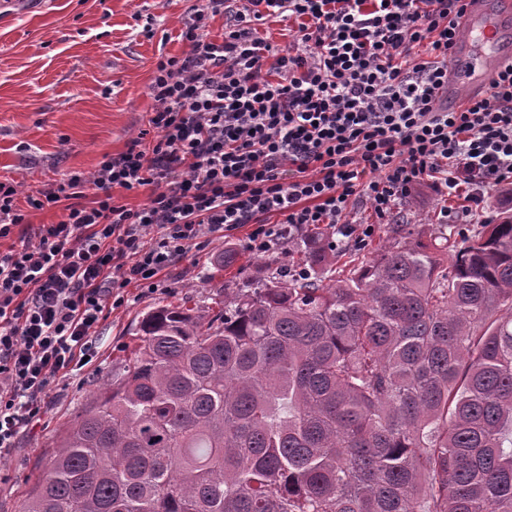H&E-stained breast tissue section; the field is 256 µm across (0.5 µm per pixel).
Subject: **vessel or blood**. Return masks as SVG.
<instances>
[{
    "mask_svg": "<svg viewBox=\"0 0 512 512\" xmlns=\"http://www.w3.org/2000/svg\"><path fill=\"white\" fill-rule=\"evenodd\" d=\"M460 37L452 47L455 59L448 86L438 97L442 106L456 107L461 97L486 96L490 84L512 62V0H466Z\"/></svg>",
    "mask_w": 512,
    "mask_h": 512,
    "instance_id": "1",
    "label": "vessel or blood"
}]
</instances>
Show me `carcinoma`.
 Here are the masks:
<instances>
[{
  "mask_svg": "<svg viewBox=\"0 0 512 512\" xmlns=\"http://www.w3.org/2000/svg\"><path fill=\"white\" fill-rule=\"evenodd\" d=\"M159 305L24 512H512V214Z\"/></svg>",
  "mask_w": 512,
  "mask_h": 512,
  "instance_id": "cac0c4a2",
  "label": "carcinoma"
}]
</instances>
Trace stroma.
<instances>
[{
	"label": "stroma",
	"instance_id": "1",
	"mask_svg": "<svg viewBox=\"0 0 512 512\" xmlns=\"http://www.w3.org/2000/svg\"><path fill=\"white\" fill-rule=\"evenodd\" d=\"M197 0H26L16 13L0 12V179L22 193L60 183L71 173H93L104 155L125 151L147 126L149 85L159 55L183 56L179 34ZM464 197L447 198L422 183L396 208L408 232L472 234L473 225L445 220L462 211ZM250 226L203 238L165 271L163 290H126V302L107 311L93 332L99 354L77 377L53 384L40 423L27 428L15 451L0 460V512H20L45 469L60 431L90 393L124 366L141 315L191 296L223 298L260 270L297 268L287 239L269 251L250 249ZM237 252L224 271L215 265L225 247Z\"/></svg>",
	"mask_w": 512,
	"mask_h": 512
}]
</instances>
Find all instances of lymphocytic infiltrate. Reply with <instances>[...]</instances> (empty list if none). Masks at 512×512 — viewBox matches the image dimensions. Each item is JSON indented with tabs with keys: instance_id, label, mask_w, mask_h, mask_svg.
I'll use <instances>...</instances> for the list:
<instances>
[{
	"instance_id": "obj_1",
	"label": "lymphocytic infiltrate",
	"mask_w": 512,
	"mask_h": 512,
	"mask_svg": "<svg viewBox=\"0 0 512 512\" xmlns=\"http://www.w3.org/2000/svg\"><path fill=\"white\" fill-rule=\"evenodd\" d=\"M229 1L224 37L210 40L206 21ZM462 2L205 0L181 31L188 52L155 63L153 140L133 138L22 207L1 181L0 240L32 243L0 251V457L41 419L51 385L94 356L106 307L133 283L157 291L198 239L248 224L265 252L277 215L361 242L373 229L349 221L356 201L386 221L427 179L495 223L489 194L512 185V64L486 97L438 106ZM277 17L297 21L302 47L270 63L258 27ZM116 187L151 194L132 209L114 203ZM58 204L59 222L28 223L27 209Z\"/></svg>"
}]
</instances>
